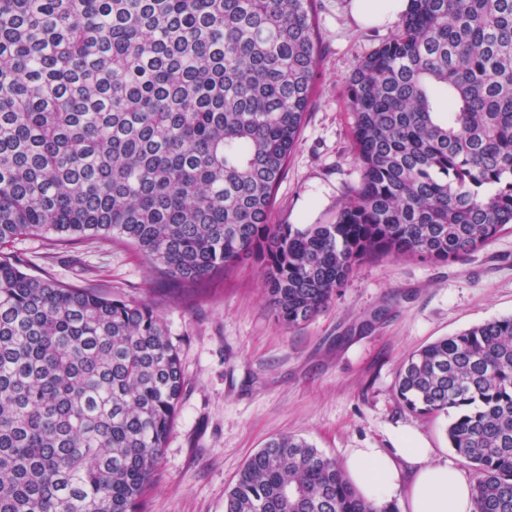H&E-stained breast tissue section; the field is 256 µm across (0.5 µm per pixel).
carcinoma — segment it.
I'll return each instance as SVG.
<instances>
[{"mask_svg":"<svg viewBox=\"0 0 512 512\" xmlns=\"http://www.w3.org/2000/svg\"><path fill=\"white\" fill-rule=\"evenodd\" d=\"M321 57L313 0H0V512H141L184 376L148 303L33 276L9 246L116 239L182 289L263 265L310 321L355 267L460 261L512 232V0H410L348 78L361 180L328 224L271 223ZM476 512H512V316L411 353ZM224 512H397L281 436Z\"/></svg>","mask_w":512,"mask_h":512,"instance_id":"obj_1","label":"carcinoma"}]
</instances>
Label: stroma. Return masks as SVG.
Here are the masks:
<instances>
[{"label": "stroma", "mask_w": 512, "mask_h": 512, "mask_svg": "<svg viewBox=\"0 0 512 512\" xmlns=\"http://www.w3.org/2000/svg\"><path fill=\"white\" fill-rule=\"evenodd\" d=\"M349 5L315 0L321 60L273 223H330L360 181L347 78L397 25L360 24ZM11 250L29 274L155 302L170 332L185 386L142 512H224L225 494L246 459L285 434L340 461L349 449L392 448L415 433L435 448L437 460L468 467L448 444L447 417L409 412L395 380L411 352L512 316V233L457 262H364L324 311L294 329L277 321L254 258L183 294L118 241L52 247L28 236Z\"/></svg>", "instance_id": "stroma-1"}]
</instances>
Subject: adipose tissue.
Here are the masks:
<instances>
[{
	"label": "adipose tissue",
	"mask_w": 512,
	"mask_h": 512,
	"mask_svg": "<svg viewBox=\"0 0 512 512\" xmlns=\"http://www.w3.org/2000/svg\"><path fill=\"white\" fill-rule=\"evenodd\" d=\"M348 480L369 501L399 499L403 512H475L472 480L463 470L435 459L416 436L398 447L353 448L343 461Z\"/></svg>",
	"instance_id": "1"
}]
</instances>
